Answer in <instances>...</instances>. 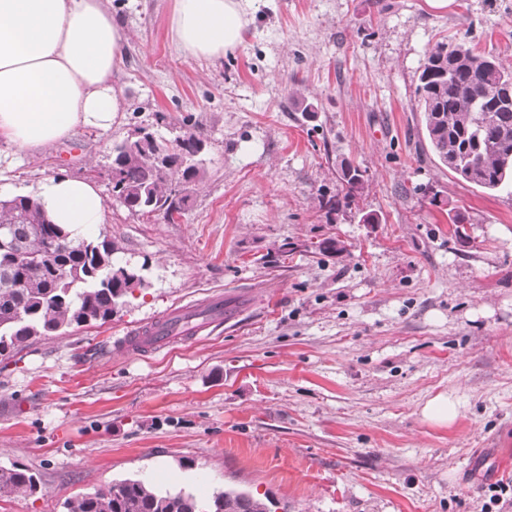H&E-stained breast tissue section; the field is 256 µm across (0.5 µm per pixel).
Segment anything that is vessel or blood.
<instances>
[{
    "label": "vessel or blood",
    "mask_w": 512,
    "mask_h": 512,
    "mask_svg": "<svg viewBox=\"0 0 512 512\" xmlns=\"http://www.w3.org/2000/svg\"><path fill=\"white\" fill-rule=\"evenodd\" d=\"M238 315L232 297L216 294L203 306H184L145 326L128 332L123 348L134 354H150L198 339L201 332L220 322H229Z\"/></svg>",
    "instance_id": "1"
}]
</instances>
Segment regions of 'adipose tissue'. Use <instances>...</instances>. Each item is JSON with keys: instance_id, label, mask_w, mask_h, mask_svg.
I'll return each instance as SVG.
<instances>
[{"instance_id": "obj_1", "label": "adipose tissue", "mask_w": 512, "mask_h": 512, "mask_svg": "<svg viewBox=\"0 0 512 512\" xmlns=\"http://www.w3.org/2000/svg\"><path fill=\"white\" fill-rule=\"evenodd\" d=\"M246 0H174L168 17L181 53L220 59L245 44ZM126 34L111 0H0V144L36 155L78 130L106 131L124 109L112 82ZM35 198L51 223L89 237L106 201L89 178L53 176Z\"/></svg>"}]
</instances>
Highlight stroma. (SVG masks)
Segmentation results:
<instances>
[{
	"mask_svg": "<svg viewBox=\"0 0 512 512\" xmlns=\"http://www.w3.org/2000/svg\"><path fill=\"white\" fill-rule=\"evenodd\" d=\"M172 6L112 0L127 34L118 124L0 170L1 198L95 179L97 236L150 283L105 325L0 357V466L43 487L0 512H65L126 478L203 505L224 488L265 494L272 512H512V192L443 166L415 102L437 41L512 67V0H250L244 46L219 60L178 51ZM185 120L207 168L185 213H129L105 177L110 147L138 126L174 138ZM345 162L366 189L330 213ZM330 238L345 252L319 250ZM221 291L237 321L117 352L129 330ZM441 393L460 405L446 427L421 416Z\"/></svg>",
	"mask_w": 512,
	"mask_h": 512,
	"instance_id": "1",
	"label": "stroma"
}]
</instances>
